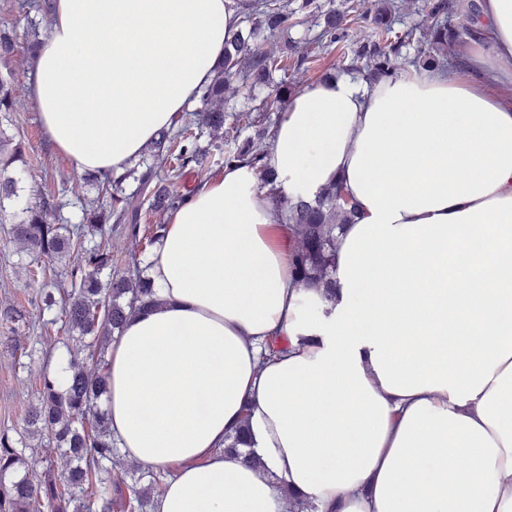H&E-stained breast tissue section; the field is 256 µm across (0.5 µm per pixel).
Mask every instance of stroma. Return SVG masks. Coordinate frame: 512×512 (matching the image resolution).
<instances>
[{
  "instance_id": "obj_1",
  "label": "stroma",
  "mask_w": 512,
  "mask_h": 512,
  "mask_svg": "<svg viewBox=\"0 0 512 512\" xmlns=\"http://www.w3.org/2000/svg\"><path fill=\"white\" fill-rule=\"evenodd\" d=\"M299 23L289 37L297 42L301 53L310 61L289 72L295 85L303 87L317 82L324 71L346 65L341 47H320L315 40L320 32L313 17L300 13ZM10 71L14 84L16 112L0 119V128L21 138L28 167L23 175L27 199L39 195L52 197L55 208L48 220L54 224L76 223L82 207L96 195L80 178L74 163L50 146L39 120L38 111L29 96L32 70L25 45H18L8 63H0L1 71ZM17 206H7L0 219V305L23 306L29 310L32 324H41L44 316L30 302L45 284L43 277L29 274L19 264V245L11 228ZM33 341L28 329L0 322V432L18 436L23 430L25 414L36 400V379L46 365L45 350L29 355Z\"/></svg>"
}]
</instances>
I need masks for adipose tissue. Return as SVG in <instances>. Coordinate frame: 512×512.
Segmentation results:
<instances>
[{
	"instance_id": "ef3b65f1",
	"label": "adipose tissue",
	"mask_w": 512,
	"mask_h": 512,
	"mask_svg": "<svg viewBox=\"0 0 512 512\" xmlns=\"http://www.w3.org/2000/svg\"><path fill=\"white\" fill-rule=\"evenodd\" d=\"M239 0H54L30 81L53 148L118 175L214 76ZM462 70L299 90L267 160L288 195L341 185L332 281L256 172L228 167L147 257L152 305L104 371L156 512H512V0H481ZM280 353L264 357L271 340ZM245 430L256 463L224 445Z\"/></svg>"
}]
</instances>
